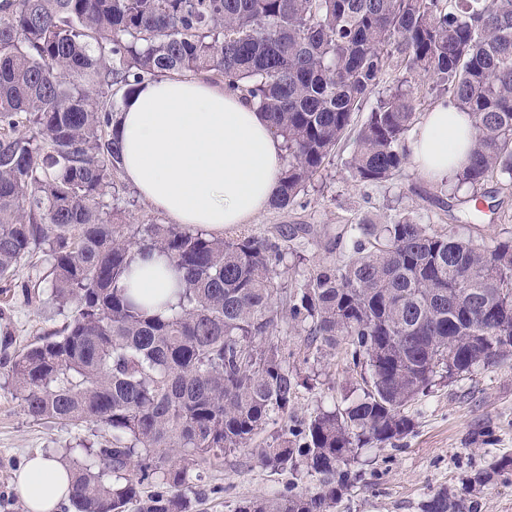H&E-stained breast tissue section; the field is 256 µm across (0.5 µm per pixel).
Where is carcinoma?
Returning a JSON list of instances; mask_svg holds the SVG:
<instances>
[{"instance_id": "1", "label": "carcinoma", "mask_w": 512, "mask_h": 512, "mask_svg": "<svg viewBox=\"0 0 512 512\" xmlns=\"http://www.w3.org/2000/svg\"><path fill=\"white\" fill-rule=\"evenodd\" d=\"M396 55L404 74L357 130L351 177L379 184L402 171L409 83L422 75L471 119L457 187L512 181V0H0V281L42 252L50 296L71 311L11 360V379L28 416L108 433L71 461L73 512H192L201 464L250 450L278 420L262 462L316 485L292 482L235 512H335L358 450L395 448L412 430L410 402L512 359V231L466 240L410 215L363 219L336 228L349 243L336 262L289 282L305 224L273 240L156 223L129 235L114 222L117 94L187 72L223 79L281 141L271 206L282 209L325 168ZM144 252L184 283L163 314L125 285ZM288 332L306 338V364L342 348L362 395L292 418L302 381ZM510 475L504 456L467 494L444 488L420 510L478 512L481 489Z\"/></svg>"}]
</instances>
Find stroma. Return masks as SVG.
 Returning <instances> with one entry per match:
<instances>
[{"label": "stroma", "instance_id": "stroma-1", "mask_svg": "<svg viewBox=\"0 0 512 512\" xmlns=\"http://www.w3.org/2000/svg\"><path fill=\"white\" fill-rule=\"evenodd\" d=\"M352 148V142L342 143L322 177L296 203L268 208L249 223L250 231L271 237L284 225L308 226L298 248L303 261L288 268L286 278L335 261L326 246L337 226L365 217L383 223L409 214L463 238H491L502 225L512 224V185L496 181L484 185L482 191L493 195L495 208L478 216L467 202L468 189L426 181L410 164L388 182H356L346 171ZM67 316L49 291L29 299L19 285L0 290V512H25L14 478L26 457L42 453L61 459L66 449L101 439V430L90 421L74 426L33 420L24 413L8 379L10 360L59 329ZM313 370L314 380L298 392L296 417L344 405L361 392V377L347 366L341 351L324 352ZM407 413L414 428L399 448L359 450L352 467L362 478L345 491L337 512H419V503L428 495L442 488L462 491L476 471L512 456V360L475 369L458 382H438L428 395L412 402ZM275 430L271 424L261 431L252 451L231 452L201 465L207 494L195 512H234L240 500L284 491L292 481L302 488L312 486V478L296 481L288 472L262 463L258 450Z\"/></svg>", "mask_w": 512, "mask_h": 512}]
</instances>
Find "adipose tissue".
Returning <instances> with one entry per match:
<instances>
[{
  "label": "adipose tissue",
  "mask_w": 512,
  "mask_h": 512,
  "mask_svg": "<svg viewBox=\"0 0 512 512\" xmlns=\"http://www.w3.org/2000/svg\"><path fill=\"white\" fill-rule=\"evenodd\" d=\"M115 131L123 178L138 195L172 223L218 235L269 206L283 167L264 114L223 84L193 76L138 87ZM473 146L468 117L442 104L418 124L411 159L422 178L439 181L464 165ZM127 285L155 307L180 281L166 259L147 254L136 257ZM14 485L27 512H58L71 495L67 465L48 455L32 457Z\"/></svg>",
  "instance_id": "1"
}]
</instances>
